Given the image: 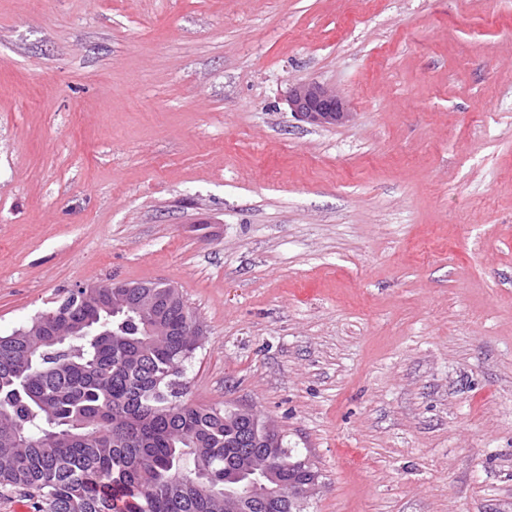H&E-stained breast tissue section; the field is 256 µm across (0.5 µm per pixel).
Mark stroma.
<instances>
[{
    "label": "stroma",
    "instance_id": "35a3bbf8",
    "mask_svg": "<svg viewBox=\"0 0 512 512\" xmlns=\"http://www.w3.org/2000/svg\"><path fill=\"white\" fill-rule=\"evenodd\" d=\"M112 280L304 512H512V0H0V335ZM288 104L299 118L312 125H335L349 117L343 100L336 92L317 83L289 88Z\"/></svg>",
    "mask_w": 512,
    "mask_h": 512
}]
</instances>
